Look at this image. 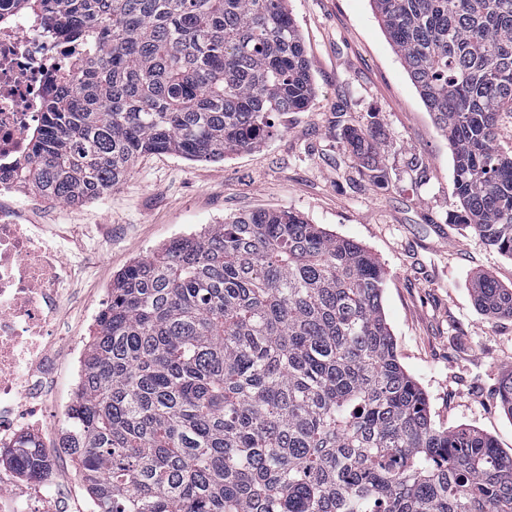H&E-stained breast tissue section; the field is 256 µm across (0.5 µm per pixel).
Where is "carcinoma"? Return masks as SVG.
Here are the masks:
<instances>
[{"mask_svg":"<svg viewBox=\"0 0 512 512\" xmlns=\"http://www.w3.org/2000/svg\"><path fill=\"white\" fill-rule=\"evenodd\" d=\"M90 52L52 75L24 178L97 200L140 156L222 160L303 112L312 66L288 0H13ZM453 160L451 221L512 259V0H370ZM360 159L373 128H347ZM384 271L292 210L224 218L128 266L59 447L93 512H512V454L440 428L399 362ZM512 318V288L472 281ZM512 415V377L500 382ZM10 461L43 474L23 437Z\"/></svg>","mask_w":512,"mask_h":512,"instance_id":"carcinoma-1","label":"carcinoma"}]
</instances>
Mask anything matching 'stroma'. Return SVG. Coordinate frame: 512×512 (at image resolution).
Masks as SVG:
<instances>
[{
	"mask_svg": "<svg viewBox=\"0 0 512 512\" xmlns=\"http://www.w3.org/2000/svg\"><path fill=\"white\" fill-rule=\"evenodd\" d=\"M312 64L316 93L303 112H275L272 133L253 150L220 161L176 153L140 157L104 197L65 205L24 192L29 222L53 224L67 260L68 294L52 318L55 374L33 434L55 452L60 497L88 494L56 446L79 382L73 350L95 332L92 314L132 262L229 215L289 209L370 250L385 272L383 307L399 361L425 391L435 425L471 426L512 452V416L495 389L512 375V319L480 311L471 295L486 274L512 288V259L470 228L451 223L453 161L375 17L370 0H288ZM375 122L382 191L360 179L361 160L340 143L342 125Z\"/></svg>",
	"mask_w": 512,
	"mask_h": 512,
	"instance_id": "35a3bbf8",
	"label": "stroma"
}]
</instances>
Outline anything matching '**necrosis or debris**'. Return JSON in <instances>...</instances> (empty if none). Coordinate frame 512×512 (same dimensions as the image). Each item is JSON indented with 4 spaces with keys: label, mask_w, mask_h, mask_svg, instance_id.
<instances>
[{
    "label": "necrosis or debris",
    "mask_w": 512,
    "mask_h": 512,
    "mask_svg": "<svg viewBox=\"0 0 512 512\" xmlns=\"http://www.w3.org/2000/svg\"><path fill=\"white\" fill-rule=\"evenodd\" d=\"M69 47L24 9L0 6V447H14L27 428L18 409L43 398L51 373L50 316L64 293L59 253L38 242L44 225L29 224L13 198L23 185L39 126L49 75L68 59ZM0 467L11 512H34L36 502L58 501L45 476L10 482Z\"/></svg>",
    "instance_id": "1"
}]
</instances>
